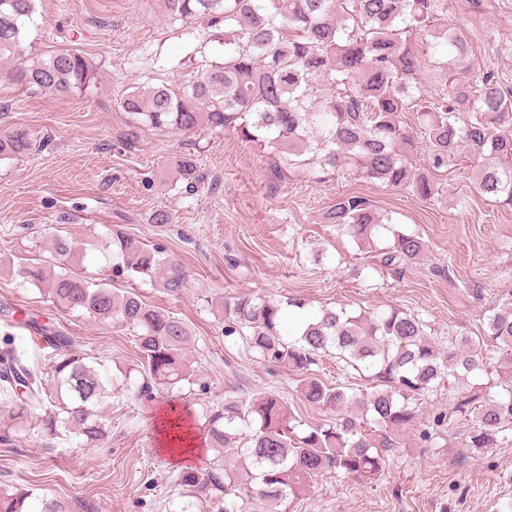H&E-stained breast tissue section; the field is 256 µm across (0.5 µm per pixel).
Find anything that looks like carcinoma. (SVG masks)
<instances>
[{"instance_id":"1","label":"carcinoma","mask_w":512,"mask_h":512,"mask_svg":"<svg viewBox=\"0 0 512 512\" xmlns=\"http://www.w3.org/2000/svg\"><path fill=\"white\" fill-rule=\"evenodd\" d=\"M36 0H0V60L18 61L4 78L20 87L67 94L90 83L95 71L85 58L60 52L32 63L25 58L24 29L33 21ZM182 18L224 27V60L187 84L135 88L119 102L122 111L145 126L192 132L233 128L248 141L280 150L290 168L317 164L347 170L363 181L409 190L437 200L443 188L410 158L425 141L435 169L465 156L479 194L512 207V94L489 75L469 70L470 46L448 27L447 0H166ZM433 60L434 78L444 88L425 89L419 48ZM415 113L417 126L401 120ZM26 132L0 138V158L30 150ZM185 191L202 176L192 156L178 163ZM327 224L357 246H385L374 270L400 273L417 263L427 244L415 232L360 196H343L324 214ZM112 257L123 259L113 275L158 281L179 293L189 274L162 249L150 248L123 232L111 233ZM81 244L61 236L40 248L39 257L21 249L6 264L23 285L47 295L67 314L116 324L136 332L141 376L137 394L196 384L186 358L188 327L127 291L90 282L61 262L80 257ZM297 298L271 302L249 295L224 301L225 334L246 337L267 362L298 375V392L329 413L324 423L304 426L279 396L226 397L207 407L198 430L216 452L217 467L201 474L187 470L179 484L224 493V512L245 502L247 512H271L269 504L294 496L314 475L334 470L357 482L377 479L397 448L400 433L414 423L418 397L450 388L451 413L469 415L466 445L496 447L512 427V292L485 314L480 336L448 332V347L435 346L419 315L398 309L357 315L323 308L294 334L284 335L285 314L302 313ZM53 353L44 375L26 352L0 350V392L12 404L11 421L32 416L52 439L75 438L98 445L107 434L99 406L107 389L74 340L36 321ZM331 351L373 390L357 393L350 384L328 385L312 366ZM494 379L476 386L480 374ZM237 444L233 465L224 449ZM28 490H0V512H26Z\"/></svg>"}]
</instances>
